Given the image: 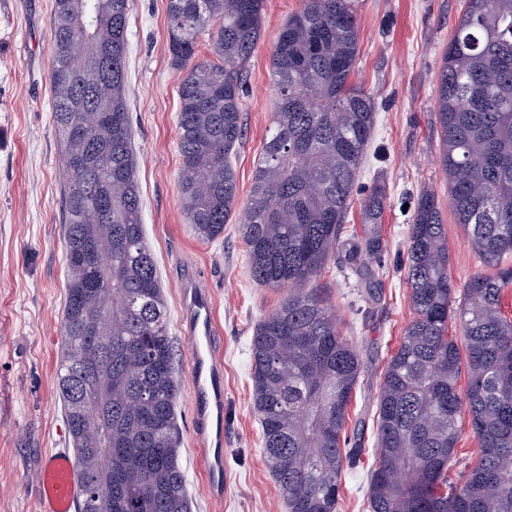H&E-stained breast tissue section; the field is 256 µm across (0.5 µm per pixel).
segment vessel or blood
<instances>
[{
	"label": "vessel or blood",
	"instance_id": "1",
	"mask_svg": "<svg viewBox=\"0 0 512 512\" xmlns=\"http://www.w3.org/2000/svg\"><path fill=\"white\" fill-rule=\"evenodd\" d=\"M183 306L192 340L193 410L197 419L211 423L197 439L205 451L209 494L219 499L224 495V387L222 364L211 340L212 303L196 284L189 283L183 291ZM77 467L76 459L66 450L45 456L36 479L40 512H76Z\"/></svg>",
	"mask_w": 512,
	"mask_h": 512
}]
</instances>
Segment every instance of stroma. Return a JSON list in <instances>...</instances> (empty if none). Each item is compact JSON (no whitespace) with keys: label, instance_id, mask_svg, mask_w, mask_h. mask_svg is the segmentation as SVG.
<instances>
[{"label":"stroma","instance_id":"35a3bbf8","mask_svg":"<svg viewBox=\"0 0 512 512\" xmlns=\"http://www.w3.org/2000/svg\"><path fill=\"white\" fill-rule=\"evenodd\" d=\"M54 0H0V512H38L36 473L47 452L69 447L57 393V353L66 287L61 219L62 170L52 120L50 16ZM168 0H129L127 105L138 157L142 222L164 289L181 386L178 425L192 512H286L267 469L252 408L251 338L255 324L283 301L284 288L250 277L235 224L204 242L180 204L178 86L171 61ZM300 0H267L264 38L251 58L243 98L244 136L233 158L239 201H247L254 164L270 137L276 106L271 44ZM360 48L353 80L377 106L371 146L360 170L348 225H360L359 204L373 184L386 188L375 269V303L363 302L356 277L330 261L317 284L340 317V330L366 369L349 415L375 425L366 405L412 319L409 288L399 267L408 245L410 196L438 195L448 230V272L463 286L489 268L477 258L448 205L435 125L442 54L462 0H355ZM195 281L213 303L224 368V497L211 499L200 464L185 333L183 286ZM373 454L344 470L337 512H369Z\"/></svg>","mask_w":512,"mask_h":512}]
</instances>
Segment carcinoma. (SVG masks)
Listing matches in <instances>:
<instances>
[{
	"instance_id": "obj_1",
	"label": "carcinoma",
	"mask_w": 512,
	"mask_h": 512,
	"mask_svg": "<svg viewBox=\"0 0 512 512\" xmlns=\"http://www.w3.org/2000/svg\"><path fill=\"white\" fill-rule=\"evenodd\" d=\"M266 0H168L169 48L182 73L177 125L184 215L198 238L238 222L251 277L289 287L254 327L253 411L268 469L288 512H336L343 469L365 437L348 409L364 362L315 284L327 262L352 268L378 296L387 195L361 204L363 234L345 219L376 119L352 81L359 27L352 0H301L271 49L272 132L239 205L232 158L242 98L261 44ZM128 0H55L49 77L64 176L66 297L57 391L79 465L78 512H191L181 462L180 395L163 288L141 220L126 102ZM211 35V58L198 37ZM448 198L478 258L494 269L455 297L448 234L435 195L418 193L405 279L413 319L376 393L369 512H512V0H464L436 97ZM97 276L99 286L87 285ZM458 325L465 351L448 335ZM467 366L468 387L457 381ZM475 464L456 448L463 415Z\"/></svg>"
}]
</instances>
